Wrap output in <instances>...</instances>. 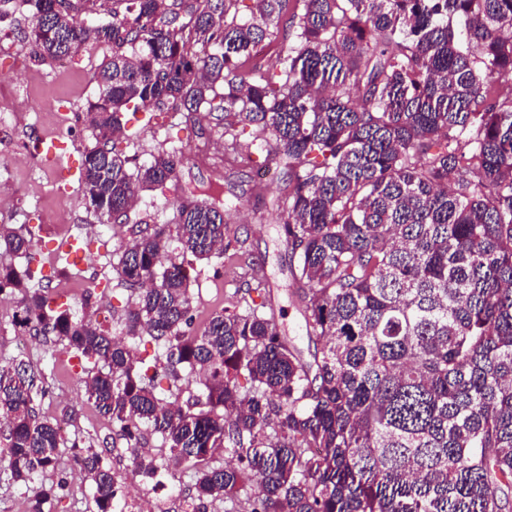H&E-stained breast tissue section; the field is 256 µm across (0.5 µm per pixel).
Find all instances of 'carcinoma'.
Returning a JSON list of instances; mask_svg holds the SVG:
<instances>
[{
	"instance_id": "obj_1",
	"label": "carcinoma",
	"mask_w": 512,
	"mask_h": 512,
	"mask_svg": "<svg viewBox=\"0 0 512 512\" xmlns=\"http://www.w3.org/2000/svg\"><path fill=\"white\" fill-rule=\"evenodd\" d=\"M28 42L42 60L112 49L94 75L95 145L82 159L87 209L126 225L112 252L125 305L103 331L87 295H48L32 268V229L0 225L23 272L16 325L52 341L81 369L87 400L131 453V472L194 470L193 512L218 499L238 512H512V0H33ZM195 40L185 38V30ZM279 42L288 70L242 58ZM224 113L226 149L240 129L269 132L259 163L286 177L277 219L291 250V295L322 347L306 362L276 323L263 267L241 269L239 299L192 331L197 262L229 243L224 201L189 191L169 224L132 220L137 191L166 194L183 154L161 149L130 167L117 116ZM148 341L150 358L128 340ZM201 389L180 401L181 371ZM26 361L0 366V470L29 492L28 512L68 487L47 485L62 454L91 481L98 512L120 479L81 432L61 433L33 395ZM168 455L139 452L140 426ZM238 450L237 463L215 459Z\"/></svg>"
}]
</instances>
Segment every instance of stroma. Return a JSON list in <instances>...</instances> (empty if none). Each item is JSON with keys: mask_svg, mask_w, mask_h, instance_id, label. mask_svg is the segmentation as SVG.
I'll return each instance as SVG.
<instances>
[{"mask_svg": "<svg viewBox=\"0 0 512 512\" xmlns=\"http://www.w3.org/2000/svg\"><path fill=\"white\" fill-rule=\"evenodd\" d=\"M33 13L29 0H0V118L10 122L9 131L0 134V192L10 197L8 206L0 207V224L29 225L38 229L43 240L53 242L57 239L56 221L64 219L72 236L91 240L90 260L80 275L101 288L112 275V252L121 238L113 226L102 225L87 209L80 183L60 190L52 169L42 164L33 150L40 139L56 137L65 126L74 131L68 140L74 158H81L94 146L89 119L98 88L93 74L109 51L91 41L66 62L40 61L25 42ZM120 120L123 130L133 136L127 153L135 163H145L161 144L184 152L175 188L164 196L147 191L140 194L135 212L149 223L170 222L173 202L187 185L220 183L225 174L234 176L235 186L227 195L228 222L238 238L245 240L246 252H228L223 259L199 264L192 284L196 322L231 306L239 286L240 265L255 261L264 266L282 334L293 338L303 358H310L316 342L309 339L304 318L291 302V253L274 221V202L284 192V176L271 169L262 181L258 169L240 162L241 155L261 143L259 130L248 128L238 153L227 154L222 149L224 124L213 117L197 125L179 114H164L151 121L145 113L128 111ZM259 183L265 188L260 195L253 191ZM14 315V308L0 307V364L15 359L29 361L43 372L45 393L37 399L43 414L55 417L67 413L71 416L70 429L101 438L110 436L111 423L95 415L80 374L69 369L66 355H52L43 342L21 336L14 326ZM59 467L67 471L69 485L52 512H97L89 481L71 472L69 460H61ZM193 484L186 470L162 469L154 477L137 478L130 490L148 497L154 512H184Z\"/></svg>", "mask_w": 512, "mask_h": 512, "instance_id": "obj_1", "label": "stroma"}]
</instances>
